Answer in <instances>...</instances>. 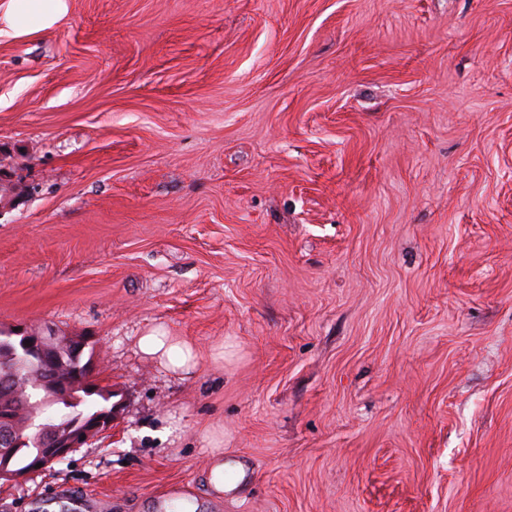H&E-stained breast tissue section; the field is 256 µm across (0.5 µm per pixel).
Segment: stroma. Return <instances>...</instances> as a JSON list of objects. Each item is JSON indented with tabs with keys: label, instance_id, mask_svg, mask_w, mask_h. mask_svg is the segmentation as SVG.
<instances>
[{
	"label": "stroma",
	"instance_id": "stroma-1",
	"mask_svg": "<svg viewBox=\"0 0 512 512\" xmlns=\"http://www.w3.org/2000/svg\"><path fill=\"white\" fill-rule=\"evenodd\" d=\"M0 164V326L121 404L0 512H512V0H69ZM140 350L147 356L158 359L173 371H183L196 363L194 346L177 336H167L166 332L156 329L139 340Z\"/></svg>",
	"mask_w": 512,
	"mask_h": 512
}]
</instances>
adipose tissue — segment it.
I'll return each instance as SVG.
<instances>
[{
    "label": "adipose tissue",
    "instance_id": "1",
    "mask_svg": "<svg viewBox=\"0 0 512 512\" xmlns=\"http://www.w3.org/2000/svg\"><path fill=\"white\" fill-rule=\"evenodd\" d=\"M68 0H9L0 13V32L13 38L33 36L52 29L68 12ZM141 351L183 371L196 363L197 354L188 341L156 329L139 340Z\"/></svg>",
    "mask_w": 512,
    "mask_h": 512
}]
</instances>
